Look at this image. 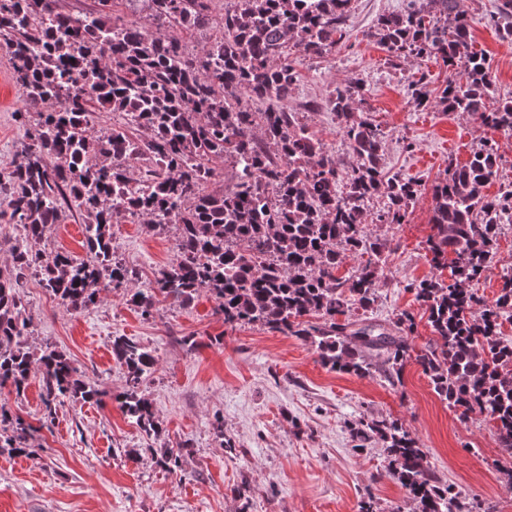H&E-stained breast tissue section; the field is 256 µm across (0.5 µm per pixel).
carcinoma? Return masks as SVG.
I'll return each mask as SVG.
<instances>
[{"label":"carcinoma","mask_w":512,"mask_h":512,"mask_svg":"<svg viewBox=\"0 0 512 512\" xmlns=\"http://www.w3.org/2000/svg\"><path fill=\"white\" fill-rule=\"evenodd\" d=\"M212 2L142 0L151 33L115 14L113 0H98L79 21L58 0H0V49L21 93L15 117L25 137L0 171V219L21 231L10 265L0 267V389L9 386L20 398L36 368L44 418L53 419L65 400L100 401L55 347L31 350L21 281L34 272L60 304L89 309L102 287L139 279L112 251L114 220L152 231L174 224L175 259L129 298L143 318L162 299L189 305L205 290L224 324L308 340L332 371L366 377L378 370L393 385L412 360L448 405L464 414L476 408L493 421L512 478V339L500 332V320L512 316V275L501 277L492 305L468 288L490 270L500 225L512 222V189L483 193L497 177L495 147L481 146L463 166L448 163V178L432 186L427 251L433 267H450L451 281L423 280L411 289L440 345L416 351L381 324L339 321L354 307L372 308L391 251L389 239L365 230L368 204L380 202L373 223L402 224L421 192L417 181L385 173V133L370 116L355 118L365 97L361 80L326 99L352 158L348 167L288 108L298 65L336 50L353 0H231L215 19ZM489 22L512 40V0H501ZM202 28L222 35L188 48L182 33ZM367 37L392 58L442 61L448 76L437 93L419 81L409 85L417 106L468 113L512 134V100L489 107L490 60L473 49L459 0H408L405 9L379 15ZM30 113L38 116L33 125L26 124ZM140 128L149 132L142 141L130 135ZM217 161L235 175L230 186L211 190ZM68 202L83 216L84 259L34 248ZM348 254L363 261L341 276ZM112 356L129 380L116 401L147 437L161 439L163 428L139 391L156 364L154 351L114 336ZM350 432L359 450L384 443L388 474L418 512H470L423 466L422 444L402 423L360 418ZM30 437L31 425L1 401L0 455L36 453ZM150 452L163 470L181 469L182 449Z\"/></svg>","instance_id":"cac0c4a2"}]
</instances>
